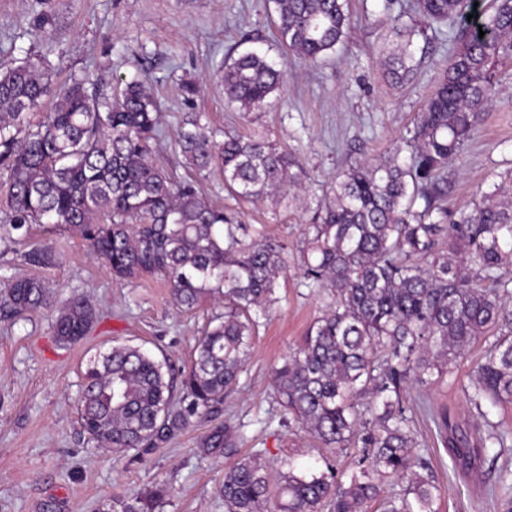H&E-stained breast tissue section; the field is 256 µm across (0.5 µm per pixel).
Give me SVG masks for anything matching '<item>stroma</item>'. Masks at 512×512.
I'll return each mask as SVG.
<instances>
[{
    "instance_id": "stroma-1",
    "label": "stroma",
    "mask_w": 512,
    "mask_h": 512,
    "mask_svg": "<svg viewBox=\"0 0 512 512\" xmlns=\"http://www.w3.org/2000/svg\"><path fill=\"white\" fill-rule=\"evenodd\" d=\"M385 5L386 0H347L345 38L335 52L310 64L276 41L272 0H0V63L29 53L44 56L57 87L82 79L107 86L116 77H147L163 129L154 144L161 165L178 179L195 181L209 203L236 211L251 232L290 244L279 300L261 317L245 371L223 405L224 415L244 425L241 453L263 451L277 466L291 461L302 468L331 464L343 470L360 453L356 443L343 451L325 447L284 419L273 370L327 301L303 286L298 267L297 248L311 222L312 203L329 196L341 173L404 145L453 50L447 36L416 31L413 80L389 84L382 52L392 41V19ZM253 49L283 63L287 79L266 103L245 112L225 102L216 71L224 59ZM186 80L199 87L191 102L181 91ZM189 112L217 133L265 135L292 154L305 204L236 199L220 174L197 176L176 148L179 121ZM509 169L512 75L506 74L472 138L448 166L444 207L452 213L470 210L476 188L490 187ZM45 246L52 250L48 264L28 261V253ZM16 276L45 279L60 304L86 298L97 320L72 345L50 334L47 312L15 324L0 320V512H45L49 505L54 512H98L104 499L144 495L159 485L169 493L156 512H224L217 488L229 461L198 447L211 427L208 420L195 421L165 447L115 454L83 431L78 410L91 355L129 343L167 358L175 370L188 369L220 303L207 299L178 310L158 275L117 283L77 236L48 225L34 227L23 245L0 243V289ZM487 346L484 340L475 343L443 381L422 387V396L458 419L470 418L461 386ZM409 417L439 487L437 512H500L489 495L495 480L490 462L467 473L455 470L432 420L415 410Z\"/></svg>"
}]
</instances>
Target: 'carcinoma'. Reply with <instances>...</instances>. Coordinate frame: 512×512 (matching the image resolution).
<instances>
[{"mask_svg": "<svg viewBox=\"0 0 512 512\" xmlns=\"http://www.w3.org/2000/svg\"><path fill=\"white\" fill-rule=\"evenodd\" d=\"M479 6H474V3ZM415 0L429 25L446 26L455 46L445 75L412 131L411 152L349 169L320 202L300 247L305 285L331 302L313 319L296 350L274 369L282 405L327 448L362 449L340 472H279V512H436L437 486L420 455L404 405L409 385L443 377L491 329L496 340L472 369L463 392L482 425L465 428L446 408H427L456 468L467 472L508 447L512 433L489 415L512 403V314L499 289L512 283V174L478 191L469 213L433 207L443 174L495 98L497 73L512 67V0ZM276 38L297 56L318 61L335 51L349 25L346 0H273ZM395 16L385 77L414 75L411 35ZM472 18H467V15ZM485 32L479 36V32ZM224 98L249 111L284 82V71L257 52L224 62ZM52 69L27 55L0 69V242L50 224L82 239L112 277L132 282L162 275L178 308L224 302L198 340L189 371L175 380L140 346L114 345L86 363L79 398L81 426L114 453L160 448L206 417L199 439L206 454L235 462L217 489L226 512H271L272 466L261 453L239 455L240 429L218 421L224 395L243 373L258 332L257 315L277 301L288 243L249 234L194 184L175 182L152 157L159 115L147 84L118 80L110 88L76 80L60 89L51 111L33 120L48 95ZM178 146L198 172L218 168L236 194L281 204L298 185L295 159L266 137L217 135L189 114ZM424 199L417 213L414 197ZM54 289L43 279L15 277L0 291V315L22 318L50 309ZM95 318L73 297L56 308L50 332L79 342ZM369 397L365 403L359 402ZM396 477L403 492L380 497ZM161 487L148 496L113 497L106 512H155ZM489 494L512 512V465L504 462Z\"/></svg>", "mask_w": 512, "mask_h": 512, "instance_id": "cac0c4a2", "label": "carcinoma"}]
</instances>
